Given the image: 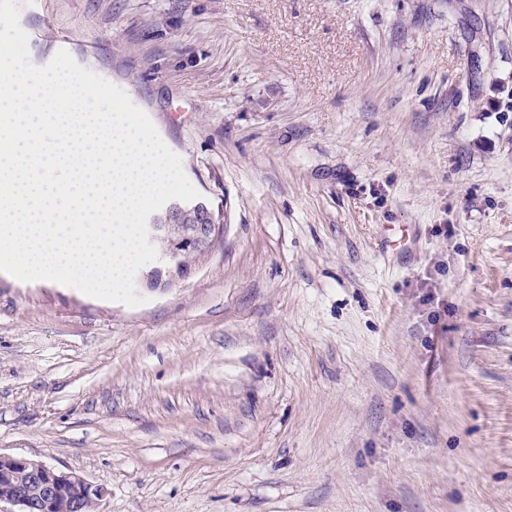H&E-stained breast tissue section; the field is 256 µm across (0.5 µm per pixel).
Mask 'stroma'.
Returning <instances> with one entry per match:
<instances>
[{
    "mask_svg": "<svg viewBox=\"0 0 512 512\" xmlns=\"http://www.w3.org/2000/svg\"><path fill=\"white\" fill-rule=\"evenodd\" d=\"M224 212L130 308L0 272V454L101 512H512V0H19Z\"/></svg>",
    "mask_w": 512,
    "mask_h": 512,
    "instance_id": "stroma-1",
    "label": "stroma"
}]
</instances>
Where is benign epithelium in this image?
Instances as JSON below:
<instances>
[{"label": "benign epithelium", "mask_w": 512, "mask_h": 512, "mask_svg": "<svg viewBox=\"0 0 512 512\" xmlns=\"http://www.w3.org/2000/svg\"><path fill=\"white\" fill-rule=\"evenodd\" d=\"M148 226L149 242L159 254L141 276L150 289H165L189 275L186 254L209 251L222 229L213 206L202 198L169 202L162 214L149 217ZM105 494L103 487L80 474L58 471L42 461L0 455V504L15 507L14 512H52L62 499L70 512H84L89 502L97 510Z\"/></svg>", "instance_id": "obj_1"}]
</instances>
